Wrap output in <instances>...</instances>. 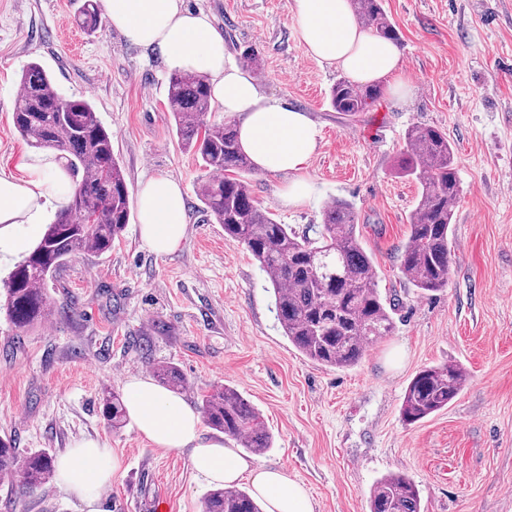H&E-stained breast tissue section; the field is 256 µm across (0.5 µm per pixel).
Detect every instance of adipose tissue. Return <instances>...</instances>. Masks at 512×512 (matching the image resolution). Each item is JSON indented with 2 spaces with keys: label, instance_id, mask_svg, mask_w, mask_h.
Masks as SVG:
<instances>
[{
  "label": "adipose tissue",
  "instance_id": "ef3b65f1",
  "mask_svg": "<svg viewBox=\"0 0 512 512\" xmlns=\"http://www.w3.org/2000/svg\"><path fill=\"white\" fill-rule=\"evenodd\" d=\"M109 26L133 44L157 52L173 70L204 76L226 115L235 117L239 143L257 171L286 176L280 197L288 204L310 202L313 183L304 172L316 154L320 131L297 108L269 99L238 65L203 11L185 9L182 0H103ZM291 11L309 53L336 65L352 80L372 83L392 77L391 94L410 86L400 73V51L391 41L360 29L349 0H292ZM76 183L64 159L51 149L27 158L24 174L0 173V261L24 252L29 237L67 203ZM140 235L156 255L175 252L186 235V201L180 183L166 174L145 180L138 193ZM125 405L138 431L156 447L189 449L196 474L206 481L232 485L248 479L266 512H313L303 484L284 470L250 462L217 441L201 442V419L180 395L148 378L131 377ZM121 462L96 440L75 444L58 464L60 484L84 506L95 504Z\"/></svg>",
  "mask_w": 512,
  "mask_h": 512
}]
</instances>
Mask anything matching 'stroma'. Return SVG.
<instances>
[{
    "label": "stroma",
    "instance_id": "obj_1",
    "mask_svg": "<svg viewBox=\"0 0 512 512\" xmlns=\"http://www.w3.org/2000/svg\"><path fill=\"white\" fill-rule=\"evenodd\" d=\"M291 0H185L207 13L235 61L263 60L266 93L308 112L321 134L305 170L310 204L284 205L283 178L251 171L259 205L278 223L321 224L327 203H350L377 287L395 305V330L357 366L313 363L283 335L267 274L244 246L200 210L202 171L179 147L167 110L171 74L161 58L107 25L76 19L84 0H0V170L19 174L32 147L15 131L21 71L40 63L68 97L88 98L112 132L130 197L167 174L186 195L187 231L173 254L152 253L130 221L104 254L73 256L48 282L57 310L18 332L0 315V436L21 451L60 456L85 439L121 460L99 512H200L209 482L185 450L154 446L132 422L112 430L104 391L170 362L189 405L221 385L261 413L273 446L258 464L282 468L308 490L313 512H368L383 475L411 477L422 512H512V0H383L396 25L400 69L412 93H388L365 112H336L329 90L343 72L301 40ZM430 125L448 136L460 181L448 286L420 296L402 279L399 251L418 200L398 175L405 134ZM467 371L447 408L408 425L405 390L420 369ZM0 512H83L58 481L31 493L0 481Z\"/></svg>",
    "mask_w": 512,
    "mask_h": 512
}]
</instances>
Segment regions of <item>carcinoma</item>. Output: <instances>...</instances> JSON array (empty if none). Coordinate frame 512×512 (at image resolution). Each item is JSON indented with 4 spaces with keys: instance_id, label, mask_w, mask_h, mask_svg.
Returning a JSON list of instances; mask_svg holds the SVG:
<instances>
[{
    "instance_id": "cac0c4a2",
    "label": "carcinoma",
    "mask_w": 512,
    "mask_h": 512,
    "mask_svg": "<svg viewBox=\"0 0 512 512\" xmlns=\"http://www.w3.org/2000/svg\"><path fill=\"white\" fill-rule=\"evenodd\" d=\"M350 2L364 29L398 42V31L382 0ZM78 22L89 30L98 28V0H85ZM380 92L378 84L341 77L331 87L329 100L335 111L356 116ZM167 99L178 139L206 170L197 183L202 212L224 228L225 237L244 245L266 272L283 335L314 363L342 369L357 365L368 344L392 333L394 308L376 289L377 270L359 240L352 207L341 200L332 202L324 211L323 224L311 232L299 233L277 223L255 200L250 182L243 177L251 171L252 162L239 144L236 129L208 119L212 93L207 80L175 71L169 76ZM13 122L32 147L58 150L69 170L81 175L80 195L58 210L37 244L4 281L0 311L25 332L55 312L47 282L80 252L110 251L129 224L131 209L122 167L112 154V131L89 100L65 97L37 62L22 71ZM396 170L420 185L400 253V273L419 294L431 296L448 287L451 224L460 187L448 135L428 125L411 127ZM230 171L237 176H226ZM153 374L175 394L186 387L183 373L171 363L157 365ZM466 382L467 373L458 363L421 369L406 389L403 421L414 424L447 408ZM198 406L211 429L247 452L261 455L272 447L260 412L234 388H216L203 395ZM103 416L112 429H120L126 418L123 396L107 393ZM54 472L50 451L22 453L11 439L0 438V474L17 477L23 492L49 482ZM201 512L263 510L247 491L217 487L202 498ZM369 512H421L417 485L405 474L381 477L371 489Z\"/></svg>"
}]
</instances>
